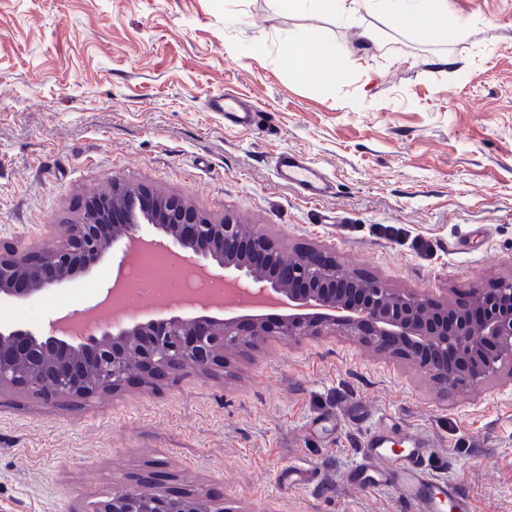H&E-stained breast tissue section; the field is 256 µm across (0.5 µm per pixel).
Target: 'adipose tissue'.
I'll use <instances>...</instances> for the list:
<instances>
[{
  "instance_id": "1",
  "label": "adipose tissue",
  "mask_w": 512,
  "mask_h": 512,
  "mask_svg": "<svg viewBox=\"0 0 512 512\" xmlns=\"http://www.w3.org/2000/svg\"><path fill=\"white\" fill-rule=\"evenodd\" d=\"M281 12L310 10L344 20L356 13L360 6L370 3L387 15L395 24H404L411 16L410 4H417L423 13L425 28H441L447 20V0H272ZM364 47L350 46L317 35L299 36L294 45L283 51V65L288 71L300 77L310 72L322 74L327 84H334L343 77V59H351L353 64H361Z\"/></svg>"
}]
</instances>
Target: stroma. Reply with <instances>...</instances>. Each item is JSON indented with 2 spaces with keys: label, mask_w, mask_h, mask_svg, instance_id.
I'll return each mask as SVG.
<instances>
[{
  "label": "stroma",
  "mask_w": 512,
  "mask_h": 512,
  "mask_svg": "<svg viewBox=\"0 0 512 512\" xmlns=\"http://www.w3.org/2000/svg\"><path fill=\"white\" fill-rule=\"evenodd\" d=\"M455 35L423 37L370 7L351 20L271 0H0V246L31 249L116 182L185 198L282 252L318 250L362 277L468 302L512 274V0H448ZM363 68L324 89L283 68L303 33L358 44ZM447 64H437V57ZM256 100L255 128L204 109ZM334 182L311 203L273 171L284 150ZM118 252L23 301L0 327L46 332L95 303ZM223 371L88 400L0 392V512H87L147 483L224 512H413L354 483L379 422L418 431L431 475L473 512H512V377L443 390L355 336H271Z\"/></svg>",
  "instance_id": "obj_1"
}]
</instances>
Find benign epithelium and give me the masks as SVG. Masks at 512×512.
Here are the masks:
<instances>
[{
    "label": "benign epithelium",
    "instance_id": "benign-epithelium-1",
    "mask_svg": "<svg viewBox=\"0 0 512 512\" xmlns=\"http://www.w3.org/2000/svg\"><path fill=\"white\" fill-rule=\"evenodd\" d=\"M118 225L107 239L101 226ZM165 239L194 267L224 270L225 296L245 289L254 306L289 310L273 323L260 317L209 316L112 326L101 339L78 341L57 330L41 336L29 328H0V391L23 388L46 399H87L115 390L133 373L147 378L209 374L224 367V351L267 335L297 339L311 328L370 336L382 348L415 360L452 392L463 379L476 386L504 366L512 369V278L497 288L475 282L476 303L453 312L412 292L368 283L322 252H308L275 270L274 244L245 233L229 220L213 224L177 196H159L145 186L117 184L96 196L81 222L50 231L31 255L0 250V300H25L85 273L106 251L123 253L143 238ZM87 512H224L214 498L132 490L105 496Z\"/></svg>",
    "mask_w": 512,
    "mask_h": 512
}]
</instances>
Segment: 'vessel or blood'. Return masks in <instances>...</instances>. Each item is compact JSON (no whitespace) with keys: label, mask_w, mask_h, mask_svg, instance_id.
<instances>
[{"label":"vessel or blood","mask_w":512,"mask_h":512,"mask_svg":"<svg viewBox=\"0 0 512 512\" xmlns=\"http://www.w3.org/2000/svg\"><path fill=\"white\" fill-rule=\"evenodd\" d=\"M204 106L223 113L225 121L235 126L248 128L261 120L257 103L241 102L229 93L207 98ZM274 166L278 179L294 186L305 199L321 201L334 193V184L323 170L298 152L278 153ZM427 454V442L410 429L382 425L368 437L362 467L353 480L375 489L394 488L417 512H473L471 499L460 486L428 473Z\"/></svg>","instance_id":"obj_1"}]
</instances>
